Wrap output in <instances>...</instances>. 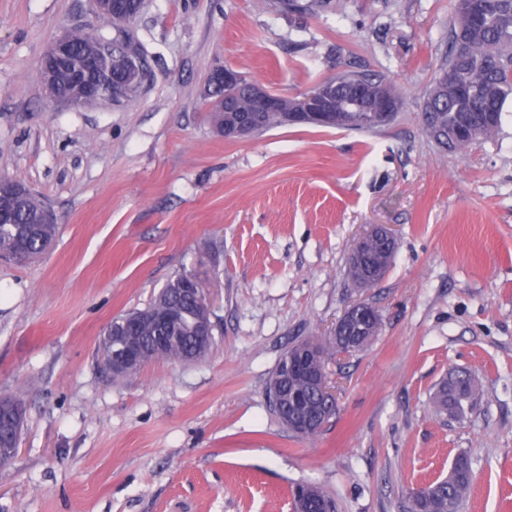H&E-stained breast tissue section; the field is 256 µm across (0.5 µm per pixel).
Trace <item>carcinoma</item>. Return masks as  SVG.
<instances>
[{"label":"carcinoma","mask_w":512,"mask_h":512,"mask_svg":"<svg viewBox=\"0 0 512 512\" xmlns=\"http://www.w3.org/2000/svg\"><path fill=\"white\" fill-rule=\"evenodd\" d=\"M123 57L138 61L145 73H150V64L146 57L134 47L131 37L123 31L112 38ZM72 48L78 55H90L97 50L96 43L87 35L78 31L72 34ZM453 70L457 79V91L448 92V99L439 100L435 96L436 85H431L425 105H435L431 116L433 127L443 132H454L466 124L473 127L471 133L459 139L438 141L436 145L444 150L465 151L479 141H486L496 135L501 125L500 117L506 102L512 99V0H469V9L463 14H454L451 27L448 51L441 58L435 75ZM358 80L364 83L366 91L388 93L403 102V98L393 83L373 74L345 69L335 76V87L332 88V101L336 105V123L333 127L357 132H373L381 128L374 120L373 113L360 109L357 112L347 105L346 99L340 93V88ZM233 99L237 107L247 111L252 101L245 89L219 88L207 100L212 104L211 119L214 125L221 127L228 119L220 111L224 97ZM497 113L498 120L490 125H479L477 110L485 103ZM45 208L44 203L33 194H28L13 214L15 224H27ZM56 225L41 224L35 237L28 244L29 261L52 243ZM368 265L388 270L384 255L383 242L379 239H368L363 243ZM180 278L166 283L153 299L147 310H174L184 308L178 284ZM184 339L165 349L162 358L181 362L195 352V342L192 333L184 330ZM291 349H286L281 355L267 386L269 409L275 416H280L283 409L288 407V399L278 398L281 389L283 370L288 368V356ZM288 393H299L307 402L324 406L323 397L319 395L302 374H293L286 383ZM481 396V387L475 376L468 370H456L450 376L438 383L432 402L434 407L454 416H463L472 410ZM473 483L471 459L468 453H457L448 472V477L435 480L429 485V494L423 498L408 496L407 512H462Z\"/></svg>","instance_id":"carcinoma-1"}]
</instances>
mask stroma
I'll return each instance as SVG.
<instances>
[{"mask_svg":"<svg viewBox=\"0 0 512 512\" xmlns=\"http://www.w3.org/2000/svg\"><path fill=\"white\" fill-rule=\"evenodd\" d=\"M299 2L145 0L127 30L149 81L122 105L75 107L46 100L41 59L90 24L115 36L112 22L91 0H0V175L57 219L41 256L0 263V394L26 410L0 512H292L303 482L337 512H406L462 450L464 512H512V105L492 140L442 150L420 114L454 0ZM225 66L282 95L370 72L404 105L371 133L227 139L202 95ZM376 224L394 258L377 287H353L352 246ZM185 274L210 306V352L113 381L104 328ZM360 299L381 331L332 357L337 413L297 436L270 413L268 378ZM456 369L482 388L460 420L431 402Z\"/></svg>","mask_w":512,"mask_h":512,"instance_id":"stroma-1","label":"stroma"}]
</instances>
